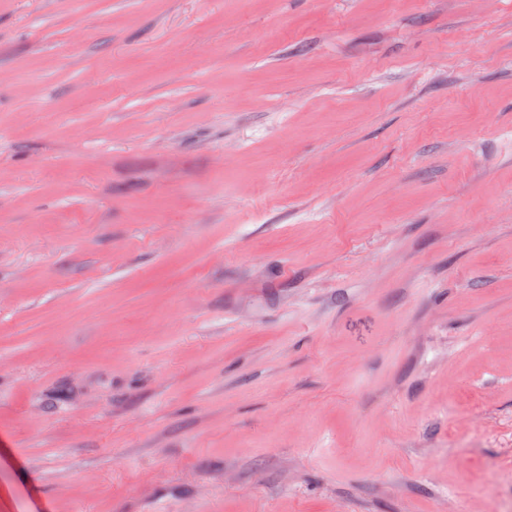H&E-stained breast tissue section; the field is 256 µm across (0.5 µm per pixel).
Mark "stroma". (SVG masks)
<instances>
[{"instance_id": "35a3bbf8", "label": "stroma", "mask_w": 512, "mask_h": 512, "mask_svg": "<svg viewBox=\"0 0 512 512\" xmlns=\"http://www.w3.org/2000/svg\"><path fill=\"white\" fill-rule=\"evenodd\" d=\"M0 512H512V0H0Z\"/></svg>"}]
</instances>
